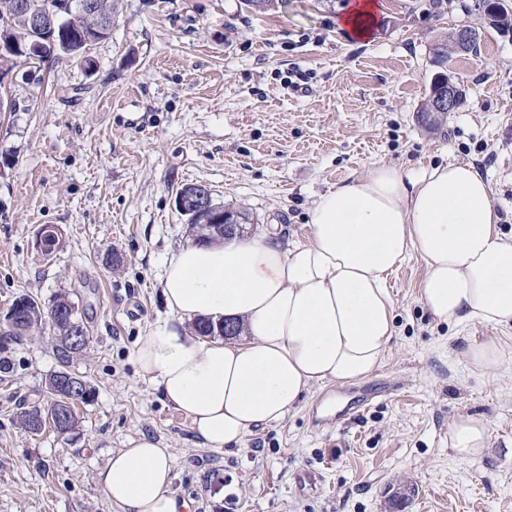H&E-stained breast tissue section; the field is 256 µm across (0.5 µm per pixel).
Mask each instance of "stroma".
Listing matches in <instances>:
<instances>
[{"instance_id":"obj_1","label":"stroma","mask_w":512,"mask_h":512,"mask_svg":"<svg viewBox=\"0 0 512 512\" xmlns=\"http://www.w3.org/2000/svg\"><path fill=\"white\" fill-rule=\"evenodd\" d=\"M370 38L348 35V0H280L250 14L240 0H123L92 67L60 57L6 75L0 95V313L19 295L49 305L66 292L90 343L70 366L94 389L70 435H30L19 404L47 399L58 361L50 329L0 339V512H117L96 482L112 450L141 435L172 454L171 491L187 512H512V360L476 372L462 353L491 341L512 350V325L434 319L420 300L426 266L411 254L389 276L395 333L368 382L327 384L282 422L229 451L204 447L134 361L139 340L170 313L160 278L190 238L175 206L186 185L214 203L306 241L317 197L389 165L402 172L469 163L491 187L512 237V32L487 27L482 0H380ZM463 25L477 50L446 68L465 103L438 129L418 112L436 44ZM78 89V97L58 86ZM61 232L50 256L42 225ZM120 271L102 262L106 248ZM484 418L488 449L457 459L448 427Z\"/></svg>"}]
</instances>
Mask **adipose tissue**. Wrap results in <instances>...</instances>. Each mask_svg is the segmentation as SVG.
<instances>
[{"instance_id": "adipose-tissue-1", "label": "adipose tissue", "mask_w": 512, "mask_h": 512, "mask_svg": "<svg viewBox=\"0 0 512 512\" xmlns=\"http://www.w3.org/2000/svg\"><path fill=\"white\" fill-rule=\"evenodd\" d=\"M413 252L426 263L421 302L433 318L512 324V237L498 229L481 172L379 165L318 198L307 243L285 249L264 234L172 252L161 278L171 317L139 340V373L208 448L238 447L313 388L382 366L395 332L388 276ZM202 319L234 323L238 333L201 335ZM488 440L480 417L448 427L461 460L483 455ZM172 479L169 449L145 435L96 474L120 512H182Z\"/></svg>"}]
</instances>
